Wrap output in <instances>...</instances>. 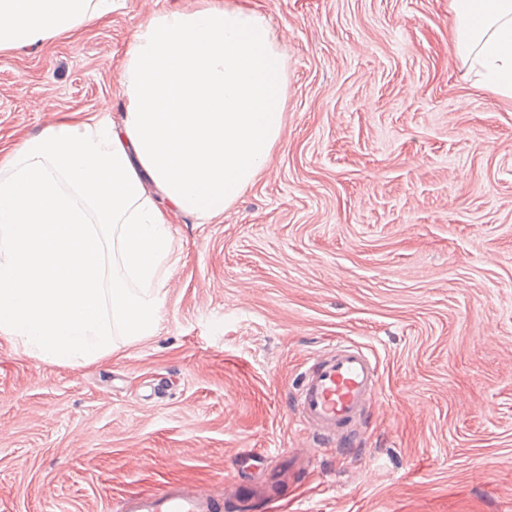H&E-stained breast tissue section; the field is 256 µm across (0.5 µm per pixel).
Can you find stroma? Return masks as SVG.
<instances>
[{
    "label": "stroma",
    "mask_w": 512,
    "mask_h": 512,
    "mask_svg": "<svg viewBox=\"0 0 512 512\" xmlns=\"http://www.w3.org/2000/svg\"><path fill=\"white\" fill-rule=\"evenodd\" d=\"M287 49L284 130L224 214L172 221L156 335L96 361L0 336V512H120L294 450L290 397L341 339L373 350L368 440L311 459L284 512H512V101L473 85L448 0H235ZM201 0L0 52V151L108 110L135 31Z\"/></svg>",
    "instance_id": "35a3bbf8"
}]
</instances>
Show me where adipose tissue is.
<instances>
[{"mask_svg": "<svg viewBox=\"0 0 512 512\" xmlns=\"http://www.w3.org/2000/svg\"><path fill=\"white\" fill-rule=\"evenodd\" d=\"M477 86L512 100V0H448ZM112 0H0V51L106 17ZM286 52L267 18L227 0L174 8L136 32L121 123L58 120L0 163V335L57 364L114 336L155 335L171 217L212 218L271 161Z\"/></svg>", "mask_w": 512, "mask_h": 512, "instance_id": "1", "label": "adipose tissue"}]
</instances>
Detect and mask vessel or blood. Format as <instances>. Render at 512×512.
<instances>
[{"mask_svg": "<svg viewBox=\"0 0 512 512\" xmlns=\"http://www.w3.org/2000/svg\"><path fill=\"white\" fill-rule=\"evenodd\" d=\"M379 364L368 347L343 341L326 348L303 373L293 396V409L302 430L322 446L346 452L356 445L365 429L364 420L379 398ZM280 484L235 479L224 488L223 501L202 495L187 486H172L157 494L125 500L123 512H219L221 503L233 506L278 502Z\"/></svg>", "mask_w": 512, "mask_h": 512, "instance_id": "vessel-or-blood-1", "label": "vessel or blood"}]
</instances>
